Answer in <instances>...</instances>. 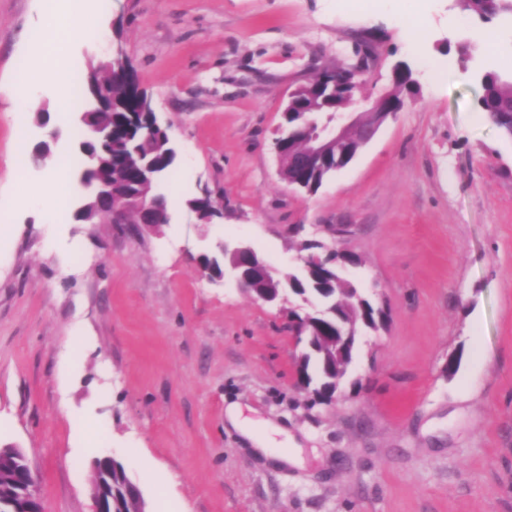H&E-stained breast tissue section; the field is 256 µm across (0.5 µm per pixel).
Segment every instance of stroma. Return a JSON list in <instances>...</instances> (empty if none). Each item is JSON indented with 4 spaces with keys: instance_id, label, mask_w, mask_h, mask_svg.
<instances>
[{
    "instance_id": "stroma-1",
    "label": "stroma",
    "mask_w": 512,
    "mask_h": 512,
    "mask_svg": "<svg viewBox=\"0 0 512 512\" xmlns=\"http://www.w3.org/2000/svg\"><path fill=\"white\" fill-rule=\"evenodd\" d=\"M103 36L67 49L75 82L121 43L181 148L160 230L48 223L19 197L47 169L37 111L16 123L14 72L41 46L56 0H0V446L25 456L44 512H90L93 464L121 462L147 512H512V140L480 112L478 52L451 0L416 62L388 7L339 0H94ZM365 58L371 97L411 66L415 103L385 122L316 193L279 176L272 143L289 93ZM444 63L433 76L429 62ZM207 186L223 217L205 241L242 239L287 270L305 240L361 260L350 278L389 318L361 345L335 403L295 385L288 319L200 271L181 223ZM277 428L258 454L224 419ZM301 447L295 468L277 456Z\"/></svg>"
}]
</instances>
